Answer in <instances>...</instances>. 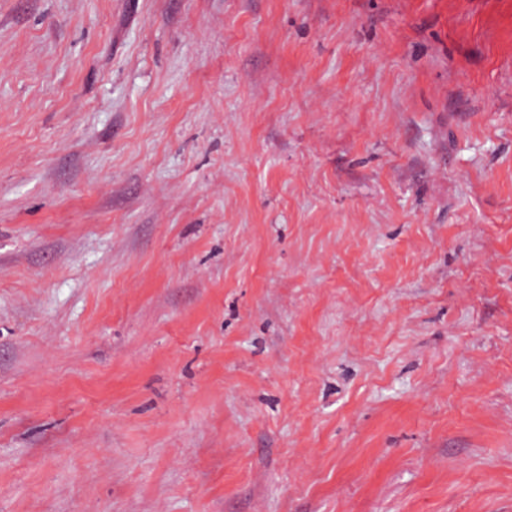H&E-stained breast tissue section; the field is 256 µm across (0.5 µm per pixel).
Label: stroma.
<instances>
[{
    "label": "stroma",
    "instance_id": "stroma-1",
    "mask_svg": "<svg viewBox=\"0 0 512 512\" xmlns=\"http://www.w3.org/2000/svg\"><path fill=\"white\" fill-rule=\"evenodd\" d=\"M0 512H512V0H0Z\"/></svg>",
    "mask_w": 512,
    "mask_h": 512
}]
</instances>
